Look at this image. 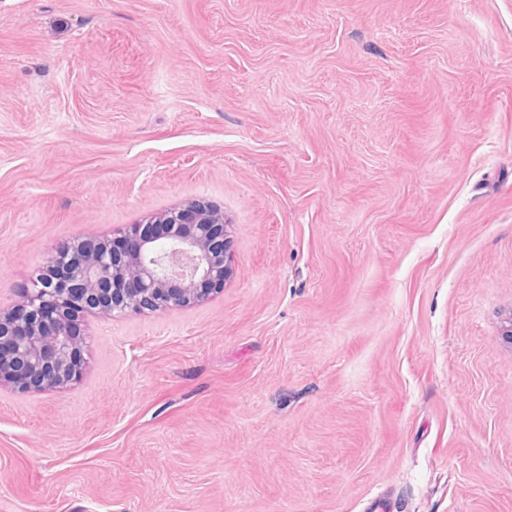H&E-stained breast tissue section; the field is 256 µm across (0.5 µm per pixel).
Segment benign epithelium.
I'll return each mask as SVG.
<instances>
[{"label":"benign epithelium","instance_id":"7a95c632","mask_svg":"<svg viewBox=\"0 0 512 512\" xmlns=\"http://www.w3.org/2000/svg\"><path fill=\"white\" fill-rule=\"evenodd\" d=\"M59 246L11 308L0 307V386L56 390L83 372L72 312L97 317L194 306L234 274L223 212L191 201L146 216L106 238Z\"/></svg>","mask_w":512,"mask_h":512}]
</instances>
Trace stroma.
Returning <instances> with one entry per match:
<instances>
[{
	"mask_svg": "<svg viewBox=\"0 0 512 512\" xmlns=\"http://www.w3.org/2000/svg\"><path fill=\"white\" fill-rule=\"evenodd\" d=\"M192 199L233 278L0 388V512H512V0H0V306Z\"/></svg>",
	"mask_w": 512,
	"mask_h": 512,
	"instance_id": "1",
	"label": "stroma"
}]
</instances>
